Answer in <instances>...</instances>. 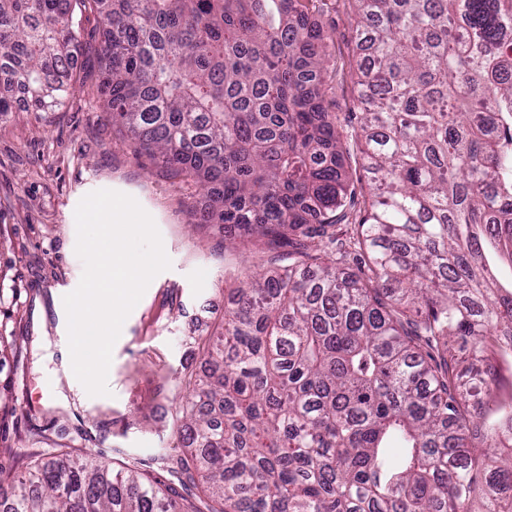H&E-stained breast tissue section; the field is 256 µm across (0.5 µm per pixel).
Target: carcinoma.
I'll return each instance as SVG.
<instances>
[{"label":"carcinoma","mask_w":512,"mask_h":512,"mask_svg":"<svg viewBox=\"0 0 512 512\" xmlns=\"http://www.w3.org/2000/svg\"><path fill=\"white\" fill-rule=\"evenodd\" d=\"M313 2L0 0V85L26 111L93 89L58 76L96 11L112 127L206 191L198 223L272 254L199 337L177 484L36 460L0 512H512V404L487 362L512 349V0H352L355 214Z\"/></svg>","instance_id":"1"}]
</instances>
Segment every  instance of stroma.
I'll return each instance as SVG.
<instances>
[{"label": "stroma", "instance_id": "35a3bbf8", "mask_svg": "<svg viewBox=\"0 0 512 512\" xmlns=\"http://www.w3.org/2000/svg\"><path fill=\"white\" fill-rule=\"evenodd\" d=\"M313 19L327 37L323 106L352 132L359 111L348 0H321ZM102 92L76 96L55 112L17 109L0 124V334L17 352L0 356V383L11 410L0 413V447L14 450L12 479L26 457L58 460L91 453L108 467L133 462L167 485L159 463L175 452L172 420L191 354L192 326L221 316L224 287L251 262L225 247L217 228L196 223L204 193L168 179L148 159H135L102 109ZM110 189L137 200L153 218L171 261L126 318L112 351L109 395L92 396L67 356L65 295L84 265L77 256L75 210L90 192Z\"/></svg>", "mask_w": 512, "mask_h": 512}]
</instances>
